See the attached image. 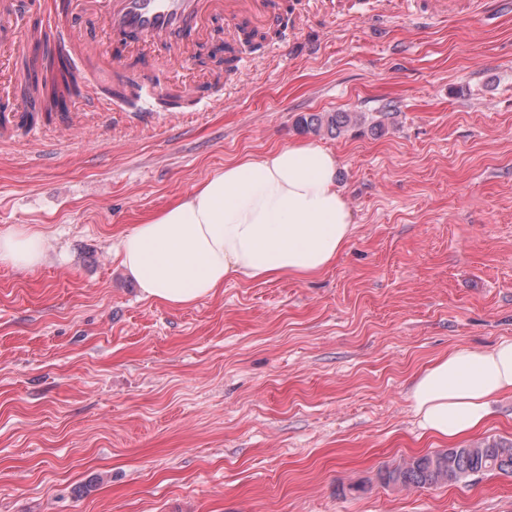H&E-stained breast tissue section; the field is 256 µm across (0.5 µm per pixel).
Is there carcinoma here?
Masks as SVG:
<instances>
[{"label":"carcinoma","instance_id":"obj_1","mask_svg":"<svg viewBox=\"0 0 512 512\" xmlns=\"http://www.w3.org/2000/svg\"><path fill=\"white\" fill-rule=\"evenodd\" d=\"M28 79L22 84L24 94L34 88L40 94V109L46 114L56 111L64 94L79 93L75 74L64 59L49 53L43 56V69L36 70L35 63H24ZM360 116L354 112H325L302 115L297 124L305 131L318 133L325 129L341 132L357 124ZM489 472L512 474V444L483 441L467 447L448 448L434 454L413 457L385 471L386 484L417 488L455 484L469 477Z\"/></svg>","mask_w":512,"mask_h":512}]
</instances>
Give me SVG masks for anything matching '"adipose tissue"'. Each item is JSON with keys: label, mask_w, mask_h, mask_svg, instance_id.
I'll list each match as a JSON object with an SVG mask.
<instances>
[{"label": "adipose tissue", "mask_w": 512, "mask_h": 512, "mask_svg": "<svg viewBox=\"0 0 512 512\" xmlns=\"http://www.w3.org/2000/svg\"><path fill=\"white\" fill-rule=\"evenodd\" d=\"M337 167L332 151L311 142L227 164L127 233L121 263L144 299L174 307L210 298L231 281L317 275L353 232ZM43 253L41 231L0 232L1 265L32 269ZM502 395H512V339L434 359L413 381L409 400L419 426L451 442L482 427Z\"/></svg>", "instance_id": "1"}]
</instances>
